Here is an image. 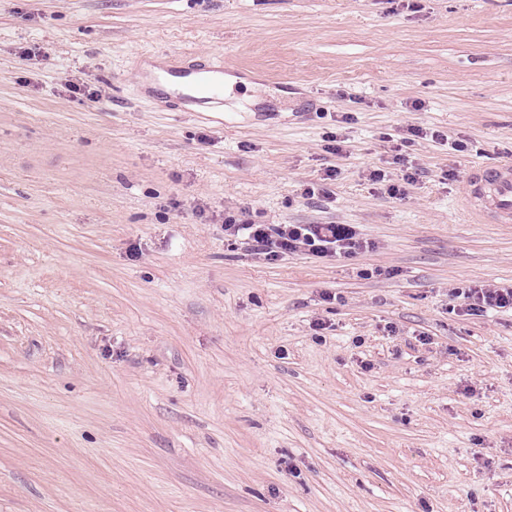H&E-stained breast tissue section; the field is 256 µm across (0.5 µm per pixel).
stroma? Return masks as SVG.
Listing matches in <instances>:
<instances>
[{
	"label": "stroma",
	"mask_w": 512,
	"mask_h": 512,
	"mask_svg": "<svg viewBox=\"0 0 512 512\" xmlns=\"http://www.w3.org/2000/svg\"><path fill=\"white\" fill-rule=\"evenodd\" d=\"M193 52L223 122L138 79ZM508 160L512 0H0V512H512V313L449 297L512 283ZM463 194L469 209L488 224H512V162L472 169ZM227 237H244L255 255L275 261L287 254L306 253L317 258L349 257L368 246L351 224H256L224 218Z\"/></svg>",
	"instance_id": "stroma-1"
}]
</instances>
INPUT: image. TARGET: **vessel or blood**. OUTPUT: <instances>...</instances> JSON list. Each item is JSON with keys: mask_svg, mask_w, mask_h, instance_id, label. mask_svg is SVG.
Masks as SVG:
<instances>
[{"mask_svg": "<svg viewBox=\"0 0 512 512\" xmlns=\"http://www.w3.org/2000/svg\"><path fill=\"white\" fill-rule=\"evenodd\" d=\"M159 72L175 77L193 76L192 85L179 92L182 109L219 104L224 100V62L210 57L193 67L159 63ZM463 194L469 209L489 224H512V162L472 169L465 178Z\"/></svg>", "mask_w": 512, "mask_h": 512, "instance_id": "b4317fda", "label": "vessel or blood"}]
</instances>
